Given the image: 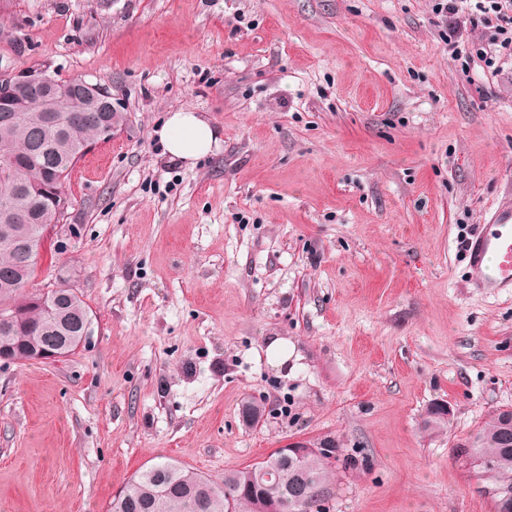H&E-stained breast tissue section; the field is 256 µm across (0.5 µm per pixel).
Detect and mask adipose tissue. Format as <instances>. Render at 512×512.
Listing matches in <instances>:
<instances>
[{
	"label": "adipose tissue",
	"mask_w": 512,
	"mask_h": 512,
	"mask_svg": "<svg viewBox=\"0 0 512 512\" xmlns=\"http://www.w3.org/2000/svg\"><path fill=\"white\" fill-rule=\"evenodd\" d=\"M159 138L169 157L192 166L212 152L217 132L199 112L181 109L168 115Z\"/></svg>",
	"instance_id": "adipose-tissue-1"
}]
</instances>
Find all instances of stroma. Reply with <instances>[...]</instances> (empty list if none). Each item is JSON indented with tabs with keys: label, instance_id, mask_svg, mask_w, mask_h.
<instances>
[{
	"label": "stroma",
	"instance_id": "stroma-1",
	"mask_svg": "<svg viewBox=\"0 0 512 512\" xmlns=\"http://www.w3.org/2000/svg\"><path fill=\"white\" fill-rule=\"evenodd\" d=\"M436 2L0 0V74L86 80L122 115L34 280L91 335L0 364V512H108L157 459L219 486L324 438L326 512H495L455 447L512 407V295L469 288L464 252L512 203V60L476 57L481 25L452 57ZM186 107L218 133L193 167L158 135ZM267 353L271 358L272 365L278 371L288 374V342L279 336L270 338Z\"/></svg>",
	"mask_w": 512,
	"mask_h": 512
}]
</instances>
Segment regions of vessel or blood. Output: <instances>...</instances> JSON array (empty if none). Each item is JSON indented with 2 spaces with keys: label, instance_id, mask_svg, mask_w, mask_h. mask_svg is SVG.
Returning a JSON list of instances; mask_svg holds the SVG:
<instances>
[{
  "label": "vessel or blood",
  "instance_id": "vessel-or-blood-1",
  "mask_svg": "<svg viewBox=\"0 0 512 512\" xmlns=\"http://www.w3.org/2000/svg\"><path fill=\"white\" fill-rule=\"evenodd\" d=\"M470 285L487 295L512 292V206L497 208L467 245Z\"/></svg>",
  "mask_w": 512,
  "mask_h": 512
}]
</instances>
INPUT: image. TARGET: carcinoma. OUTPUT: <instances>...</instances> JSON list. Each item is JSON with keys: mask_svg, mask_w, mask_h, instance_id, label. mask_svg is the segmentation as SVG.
Segmentation results:
<instances>
[{"mask_svg": "<svg viewBox=\"0 0 512 512\" xmlns=\"http://www.w3.org/2000/svg\"><path fill=\"white\" fill-rule=\"evenodd\" d=\"M43 101L28 99L12 128L0 129V208L8 206L16 219L0 220V313L13 314L5 336L14 360L28 359L31 346L56 343L76 351L84 333L89 309L71 288L57 289V296L40 301L42 291L30 288L37 259L27 262L20 249L33 244L36 255L45 249V231L58 223L49 195L33 196L25 187L49 183L65 193V181L95 137L96 125L88 112H77L72 122L49 132L40 151L33 146L32 128L42 116ZM265 406L247 399L241 408L245 426L257 424ZM448 424V412L436 403L423 420L427 431L438 432ZM458 456L486 474L512 473V412L498 410L487 416L476 432L458 447ZM328 477L323 459L311 455L301 460L282 448L267 460L224 473L216 486L193 469L171 461L156 462L138 472L112 500L109 512H259V496L269 497L273 512H313L296 500L295 489L322 497Z\"/></svg>", "mask_w": 512, "mask_h": 512, "instance_id": "cac0c4a2", "label": "carcinoma"}]
</instances>
